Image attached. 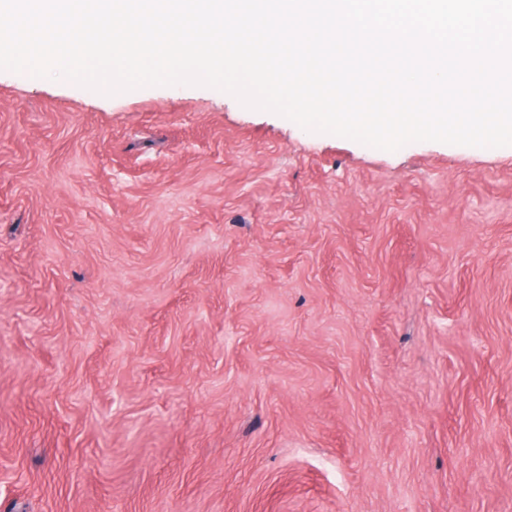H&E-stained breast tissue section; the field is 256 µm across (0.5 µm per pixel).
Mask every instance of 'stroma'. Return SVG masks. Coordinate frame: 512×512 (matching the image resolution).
<instances>
[{
  "mask_svg": "<svg viewBox=\"0 0 512 512\" xmlns=\"http://www.w3.org/2000/svg\"><path fill=\"white\" fill-rule=\"evenodd\" d=\"M0 512H512V146L0 71Z\"/></svg>",
  "mask_w": 512,
  "mask_h": 512,
  "instance_id": "stroma-1",
  "label": "stroma"
}]
</instances>
